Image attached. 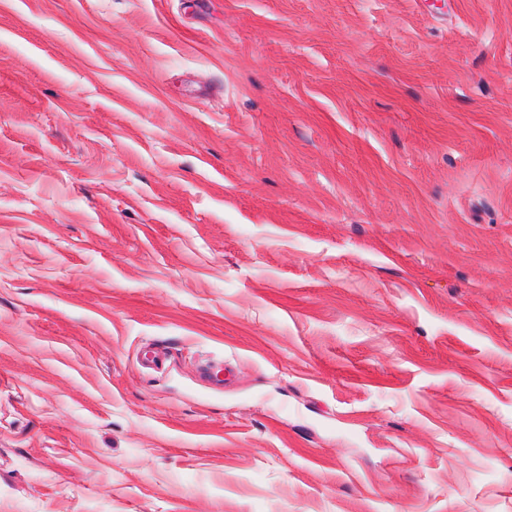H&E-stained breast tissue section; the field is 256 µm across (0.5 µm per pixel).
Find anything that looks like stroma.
Instances as JSON below:
<instances>
[{"mask_svg":"<svg viewBox=\"0 0 512 512\" xmlns=\"http://www.w3.org/2000/svg\"><path fill=\"white\" fill-rule=\"evenodd\" d=\"M0 512H512V0H0Z\"/></svg>","mask_w":512,"mask_h":512,"instance_id":"obj_1","label":"stroma"}]
</instances>
